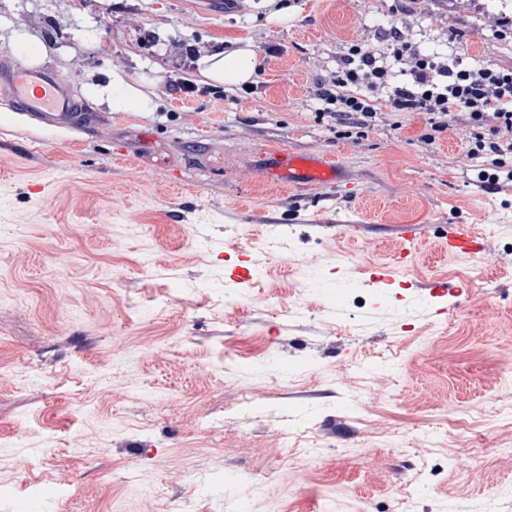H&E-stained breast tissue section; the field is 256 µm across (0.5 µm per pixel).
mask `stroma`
I'll return each mask as SVG.
<instances>
[{
  "instance_id": "obj_1",
  "label": "stroma",
  "mask_w": 512,
  "mask_h": 512,
  "mask_svg": "<svg viewBox=\"0 0 512 512\" xmlns=\"http://www.w3.org/2000/svg\"><path fill=\"white\" fill-rule=\"evenodd\" d=\"M506 15L0 0V54L26 31L82 108L65 127L0 96V512H512V183L476 186L464 116L429 142L427 114L379 98L355 140L317 99L344 48L385 51L392 24L422 53L512 69ZM240 41L249 86L177 91ZM115 69L154 111L89 95ZM284 146L337 155L345 180L267 186ZM402 224L424 231L415 258L374 286ZM452 224L474 225L482 261L447 252Z\"/></svg>"
}]
</instances>
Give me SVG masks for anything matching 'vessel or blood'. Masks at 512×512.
Here are the masks:
<instances>
[{"mask_svg": "<svg viewBox=\"0 0 512 512\" xmlns=\"http://www.w3.org/2000/svg\"><path fill=\"white\" fill-rule=\"evenodd\" d=\"M0 89L21 110L41 114L55 124L69 125L74 119L75 99L70 83L47 66H28L12 57L0 61ZM259 176L272 185L293 187L337 184L344 178L342 164L331 154L296 153L278 147L268 154ZM448 249L477 257L480 248L471 227L460 224L448 233ZM410 255L398 250L392 263L377 268L373 284H388L395 272L405 267Z\"/></svg>", "mask_w": 512, "mask_h": 512, "instance_id": "1", "label": "vessel or blood"}]
</instances>
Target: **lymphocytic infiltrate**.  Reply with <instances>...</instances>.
Segmentation results:
<instances>
[{
  "label": "lymphocytic infiltrate",
  "instance_id": "f902f5d3",
  "mask_svg": "<svg viewBox=\"0 0 512 512\" xmlns=\"http://www.w3.org/2000/svg\"><path fill=\"white\" fill-rule=\"evenodd\" d=\"M387 41L385 56L357 44L340 56L329 87L318 94L325 113L370 127L377 117L371 95L382 91L391 111L429 114L436 133L448 129L449 116L465 114L474 130L469 155L491 159L490 168L477 173L481 187L495 190L501 181L512 182L506 161L512 155V69L473 67L459 54L443 60L421 54L396 26L388 29ZM393 61L404 67L402 82L390 79Z\"/></svg>",
  "mask_w": 512,
  "mask_h": 512
}]
</instances>
